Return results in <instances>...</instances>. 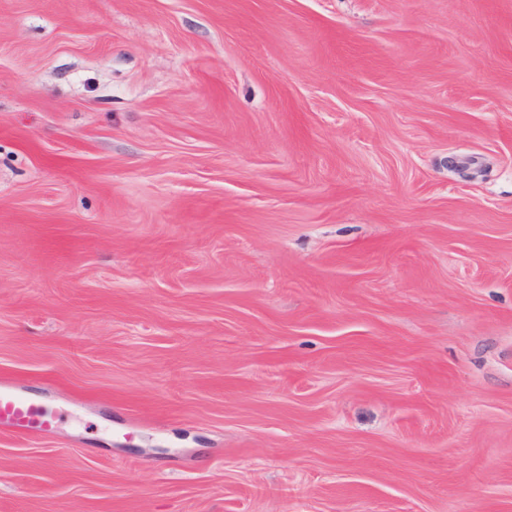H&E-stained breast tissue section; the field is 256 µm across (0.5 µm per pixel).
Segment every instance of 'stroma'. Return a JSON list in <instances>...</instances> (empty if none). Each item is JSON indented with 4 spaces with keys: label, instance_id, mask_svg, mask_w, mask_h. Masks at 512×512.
I'll list each match as a JSON object with an SVG mask.
<instances>
[{
    "label": "stroma",
    "instance_id": "stroma-1",
    "mask_svg": "<svg viewBox=\"0 0 512 512\" xmlns=\"http://www.w3.org/2000/svg\"><path fill=\"white\" fill-rule=\"evenodd\" d=\"M0 512H512V0H0ZM53 418L48 415L36 396L18 394L9 386L0 388V429L22 436L46 434L51 431Z\"/></svg>",
    "mask_w": 512,
    "mask_h": 512
}]
</instances>
